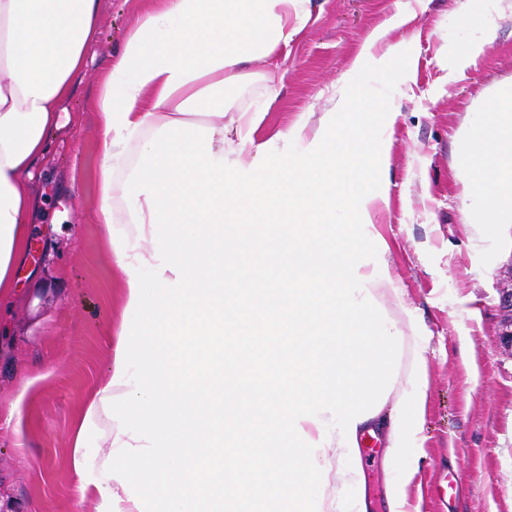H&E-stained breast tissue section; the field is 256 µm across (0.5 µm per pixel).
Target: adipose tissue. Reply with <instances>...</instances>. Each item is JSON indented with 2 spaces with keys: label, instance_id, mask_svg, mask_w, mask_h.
<instances>
[{
  "label": "adipose tissue",
  "instance_id": "adipose-tissue-1",
  "mask_svg": "<svg viewBox=\"0 0 512 512\" xmlns=\"http://www.w3.org/2000/svg\"><path fill=\"white\" fill-rule=\"evenodd\" d=\"M307 2L160 0L99 89V216L128 299L108 376L73 431L95 512H325L315 490L328 479L336 512H367L360 437L380 427L389 512H413L428 383L421 366L400 385L395 372L405 339L422 351L428 338L376 297L380 284L402 290L374 226L399 115L388 86L408 81L409 41L372 30L316 127L260 143L264 110L243 111L229 158L214 120L225 84L288 45ZM98 5L0 0V300L28 253L35 163L88 65ZM455 157L469 223L499 232L512 222V85L459 132ZM118 204L135 233L112 228ZM104 416L118 425L99 461Z\"/></svg>",
  "mask_w": 512,
  "mask_h": 512
}]
</instances>
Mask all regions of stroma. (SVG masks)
Here are the masks:
<instances>
[{"instance_id":"stroma-1","label":"stroma","mask_w":512,"mask_h":512,"mask_svg":"<svg viewBox=\"0 0 512 512\" xmlns=\"http://www.w3.org/2000/svg\"><path fill=\"white\" fill-rule=\"evenodd\" d=\"M154 6L99 0L89 66L37 162L43 178L31 229L43 259L26 261L0 312V406L27 389L20 429L0 423V512H94L73 471L72 432L106 376L108 333L127 301L99 222L96 98L127 32ZM309 10L288 47L250 63L251 79L225 86L224 152L237 154L231 129L241 110L264 102L265 75L280 96L256 135L261 142L299 120L317 124L366 36L410 15L391 33L411 42L412 81L389 130L392 184L375 219L403 290L396 299L381 284L376 296L397 322L413 311L429 338L421 356L405 341L398 364L403 377L421 361L429 384L424 458L407 497L418 512H512V350L498 336L500 270L512 261V241L479 236L467 223L468 188L453 164L457 130L512 83V0H310ZM463 10L475 17L467 28L456 23ZM487 19L498 26L496 40L474 64L453 68L448 52L480 37ZM360 454L370 512H387L384 438L367 437Z\"/></svg>"}]
</instances>
